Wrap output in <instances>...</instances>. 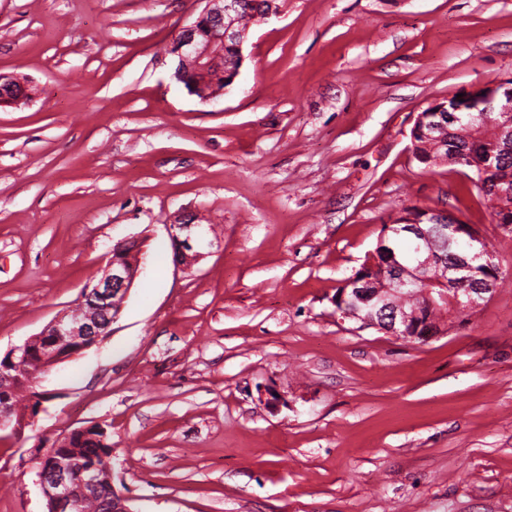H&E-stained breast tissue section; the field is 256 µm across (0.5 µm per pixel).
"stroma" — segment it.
Masks as SVG:
<instances>
[{"label":"stroma","instance_id":"obj_1","mask_svg":"<svg viewBox=\"0 0 512 512\" xmlns=\"http://www.w3.org/2000/svg\"><path fill=\"white\" fill-rule=\"evenodd\" d=\"M218 105L173 77L203 0H0V355L136 238L102 343L0 440V512H46L31 451L102 425L133 512H512V235L418 113L512 77V0H277ZM474 225L506 279L411 344L330 299L409 206ZM197 216L176 266L167 224ZM278 403H270V395ZM191 219H179L176 224H167V233L177 252L176 260L180 266L190 267L203 253L199 250L205 244L202 224H192Z\"/></svg>","mask_w":512,"mask_h":512}]
</instances>
